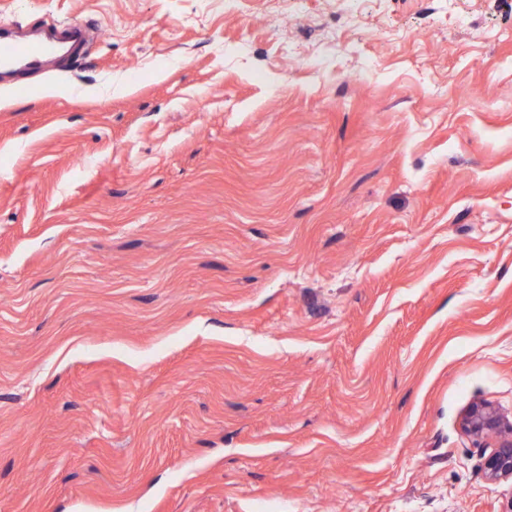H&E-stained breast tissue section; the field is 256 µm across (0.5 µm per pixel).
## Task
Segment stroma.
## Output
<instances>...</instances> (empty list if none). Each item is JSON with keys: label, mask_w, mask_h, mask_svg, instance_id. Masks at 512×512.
Instances as JSON below:
<instances>
[{"label": "stroma", "mask_w": 512, "mask_h": 512, "mask_svg": "<svg viewBox=\"0 0 512 512\" xmlns=\"http://www.w3.org/2000/svg\"><path fill=\"white\" fill-rule=\"evenodd\" d=\"M277 9L0 0V512H512V0ZM81 24L70 26L44 38L15 39L4 31L0 34V66L10 71L27 73L41 70L58 50V44H68L78 50L84 42ZM461 426L480 448H492L484 457L483 470L491 481L512 479V419L488 402L472 404Z\"/></svg>", "instance_id": "1"}]
</instances>
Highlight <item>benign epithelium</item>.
<instances>
[{"label": "benign epithelium", "mask_w": 512, "mask_h": 512, "mask_svg": "<svg viewBox=\"0 0 512 512\" xmlns=\"http://www.w3.org/2000/svg\"><path fill=\"white\" fill-rule=\"evenodd\" d=\"M463 431L480 447L490 449L484 457L483 470L491 481L512 479V419L494 405L478 402L463 415Z\"/></svg>", "instance_id": "1"}]
</instances>
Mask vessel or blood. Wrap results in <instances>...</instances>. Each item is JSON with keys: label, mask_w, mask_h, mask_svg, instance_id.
<instances>
[{"label": "vessel or blood", "mask_w": 512, "mask_h": 512, "mask_svg": "<svg viewBox=\"0 0 512 512\" xmlns=\"http://www.w3.org/2000/svg\"><path fill=\"white\" fill-rule=\"evenodd\" d=\"M84 35L85 28L80 24L70 25L44 38L16 39L1 33L0 66L22 74L41 70L56 55L59 44L79 49Z\"/></svg>", "instance_id": "obj_1"}]
</instances>
